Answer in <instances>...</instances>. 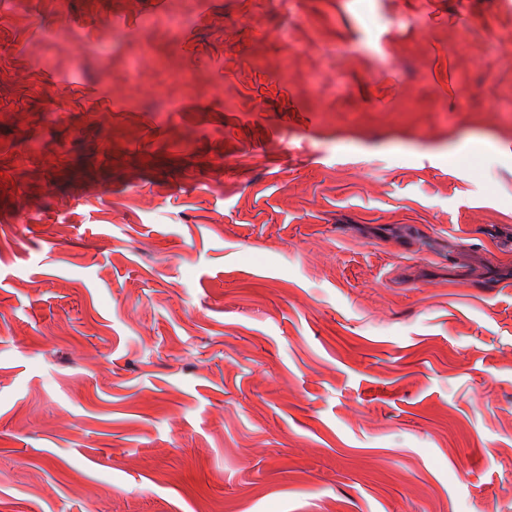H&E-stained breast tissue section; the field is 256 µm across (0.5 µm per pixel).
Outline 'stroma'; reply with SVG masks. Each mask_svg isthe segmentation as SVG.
<instances>
[{
  "label": "stroma",
  "instance_id": "1",
  "mask_svg": "<svg viewBox=\"0 0 512 512\" xmlns=\"http://www.w3.org/2000/svg\"><path fill=\"white\" fill-rule=\"evenodd\" d=\"M190 5L0 0V512H512V0Z\"/></svg>",
  "mask_w": 512,
  "mask_h": 512
}]
</instances>
